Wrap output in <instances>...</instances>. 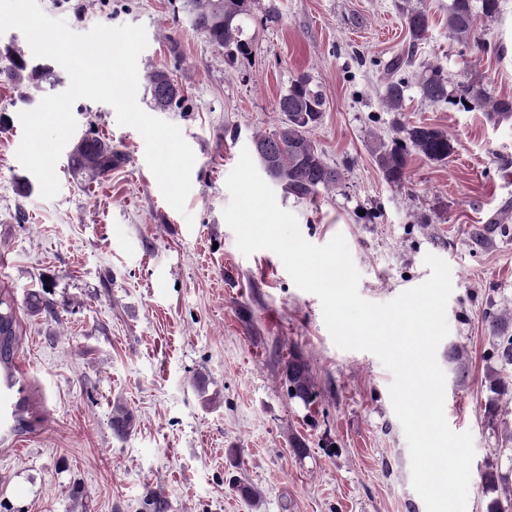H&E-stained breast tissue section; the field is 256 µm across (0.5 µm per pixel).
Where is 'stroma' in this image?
Masks as SVG:
<instances>
[{
    "label": "stroma",
    "instance_id": "35a3bbf8",
    "mask_svg": "<svg viewBox=\"0 0 512 512\" xmlns=\"http://www.w3.org/2000/svg\"><path fill=\"white\" fill-rule=\"evenodd\" d=\"M38 3L78 33L143 26L138 76L162 67L183 87L182 105L161 117L180 128L196 161L181 214L163 198L142 136L120 126L110 105L80 99L75 137L99 134L124 162L101 179L73 175L62 158L54 199L18 195L16 179L29 176L16 159L18 115L70 79L48 58L54 83L0 78V113L10 119L0 128V286L20 305L16 375L44 419L0 445V512H142L151 490L170 512H426L389 371L372 353L339 349L318 297L296 288L272 251L244 256L223 217L241 149L279 126V96L302 75L325 97L309 137L341 180L311 200L276 190L279 206L312 244L344 236L368 301L424 282L425 254L448 263L450 333L437 360L447 421L470 432L475 448L466 512L512 492V400L495 417L484 413L490 375L512 378V367H500L483 319L494 313L512 333V120L429 102L415 80L402 111L384 103L385 66L408 46L409 5L430 20L414 73L439 67L455 82L477 73L494 94L512 96V58L502 50L512 0L495 20L478 19L467 48L448 30V0H256L245 24L250 52L233 65L175 0ZM417 123L446 131L455 152L444 164L411 156L404 184L393 187L372 150ZM41 289L52 309L34 316L23 303ZM455 348L461 361L448 357ZM295 355L312 376L308 407L288 397ZM118 406L135 416L124 440L112 434ZM296 439L305 455L294 452ZM492 467L503 480L489 496L481 474ZM242 483L254 499L240 495Z\"/></svg>",
    "mask_w": 512,
    "mask_h": 512
}]
</instances>
